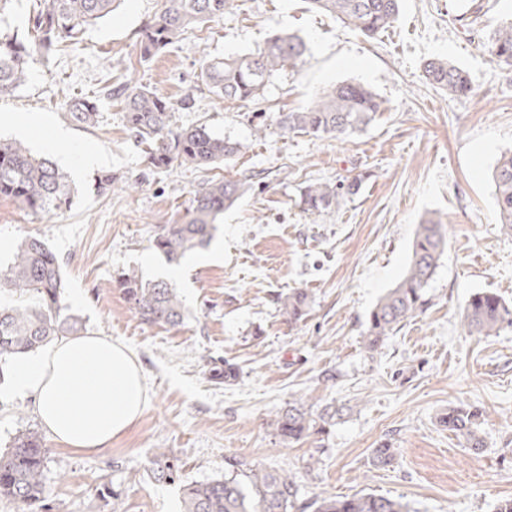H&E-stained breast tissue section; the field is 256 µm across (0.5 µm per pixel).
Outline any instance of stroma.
<instances>
[{
	"instance_id": "stroma-1",
	"label": "stroma",
	"mask_w": 512,
	"mask_h": 512,
	"mask_svg": "<svg viewBox=\"0 0 512 512\" xmlns=\"http://www.w3.org/2000/svg\"><path fill=\"white\" fill-rule=\"evenodd\" d=\"M163 0H120L81 41L60 43L30 65L14 94L0 97V139L50 154L73 183L69 208L51 215L0 198V269L16 243L44 240L62 263L63 303L83 331L120 341L147 378L148 404L125 434L97 453L64 447L29 400L0 385V450L23 430L41 432L51 512H180L185 485L225 473L236 457L288 474L298 487L291 512L316 496L374 493L412 512H493L512 498V328L472 336L460 312L478 291L512 303V233L498 222L493 169L512 150V80L492 62L487 32L512 19V0H403L393 28L368 38L305 0H236L218 21L189 29L153 59H139L140 29ZM276 33L303 37L307 51L254 101L227 103L197 85L206 59L258 50ZM445 57L465 70L469 98L429 84L423 64ZM192 109L177 125L205 124L235 140L228 165L148 168L146 147L124 121L121 84L130 76ZM355 80L386 102L363 132L282 133L273 117L300 110L324 90ZM112 94H102L104 86ZM96 102V124L68 117ZM95 148L118 182L95 190L99 170H79ZM245 181L218 221L210 246L187 255L181 274L153 249L156 225L180 219L212 179ZM358 181L355 195L311 215L300 198L315 181ZM437 218L447 246L429 282V306L375 352L363 336L369 312L403 274L418 225ZM136 271L169 280L184 304L176 327L142 323L116 282ZM293 288L313 303L289 322L278 298ZM237 365L234 381L209 379L213 361ZM303 398L343 414L330 434L283 444L272 421ZM480 414L486 446L475 454L439 426L449 404ZM391 444L392 464L372 461ZM180 459L179 479L151 473L155 449Z\"/></svg>"
}]
</instances>
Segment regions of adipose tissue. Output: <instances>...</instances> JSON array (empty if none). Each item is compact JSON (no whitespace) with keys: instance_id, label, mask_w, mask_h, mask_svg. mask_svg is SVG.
<instances>
[{"instance_id":"1","label":"adipose tissue","mask_w":512,"mask_h":512,"mask_svg":"<svg viewBox=\"0 0 512 512\" xmlns=\"http://www.w3.org/2000/svg\"><path fill=\"white\" fill-rule=\"evenodd\" d=\"M10 371L11 392L29 399L54 438L77 451L107 448L147 405L146 379L135 354L92 332L18 357Z\"/></svg>"}]
</instances>
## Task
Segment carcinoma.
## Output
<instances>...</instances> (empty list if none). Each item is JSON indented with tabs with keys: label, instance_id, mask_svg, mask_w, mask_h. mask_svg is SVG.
I'll return each mask as SVG.
<instances>
[{
	"label": "carcinoma",
	"instance_id": "obj_1",
	"mask_svg": "<svg viewBox=\"0 0 512 512\" xmlns=\"http://www.w3.org/2000/svg\"><path fill=\"white\" fill-rule=\"evenodd\" d=\"M235 0H165L162 11L139 33V53L146 62L173 44L187 30L224 16ZM309 9L333 15L372 38L400 20L401 0H306ZM117 0H40L31 23L32 39L25 43L0 38V97L11 94L28 79L29 63L48 54L63 41H75L85 25L102 20L114 10ZM492 62L512 76V21L491 29L487 36ZM306 52L304 39L296 34L272 35L263 49L241 56L214 58L201 66L197 81L226 102H248L257 98L270 80L295 64ZM426 81L448 94L467 97L472 88L465 72L453 63L434 58L424 65ZM124 95V120L128 130L150 144L149 163L155 169L174 165L195 168L226 162L239 152V143L211 133L200 125L173 127L174 104L154 89L128 81ZM386 110L368 86L343 81L323 93L306 108L279 113L276 123L285 133L306 132L348 137L365 128L378 112ZM71 121L93 125L97 105L74 102ZM494 194L499 223L512 230V151L498 160L494 172ZM353 195L357 182L346 186L311 183L302 195L305 211L316 214L339 204L341 189ZM243 183L231 178L210 180L194 194L186 215L172 224L155 226L153 246L169 261L204 248L211 241L218 218L240 196ZM69 176L49 158L33 155L21 142L0 141V197L11 198L22 208L50 215L71 203ZM446 246L441 220L430 218L417 228L406 270L370 311L363 344L376 351L406 320L423 311L426 288ZM129 308L144 322L176 326L183 322L182 300L168 284L146 283L129 271L118 278ZM32 293L37 302L0 307V381L6 367L19 355L34 352L53 338L78 334L77 320L63 315L62 266L57 255L38 237L29 236L17 245L12 265L0 271V289ZM309 296L294 290L280 298V309L288 321L297 322L307 313ZM462 324L471 335L493 336L512 327V304L491 291L471 295L462 312ZM217 383L237 377V368L224 362L210 369ZM339 410L331 405L312 411L301 398L279 410L274 420L276 435L285 442L312 434H326L336 424ZM442 426L476 452L484 447L476 413L463 406H450L439 417ZM48 449L40 435L24 432L0 452V498L20 503L32 512H47L45 460ZM153 471L160 479L174 480L178 464L164 452H154ZM229 473L221 479L189 484L183 489V512H288L294 507L298 489L288 475L276 470L252 468L236 458L227 462ZM314 512H411L399 499L371 493L351 497L318 496Z\"/></svg>",
	"mask_w": 512,
	"mask_h": 512
}]
</instances>
